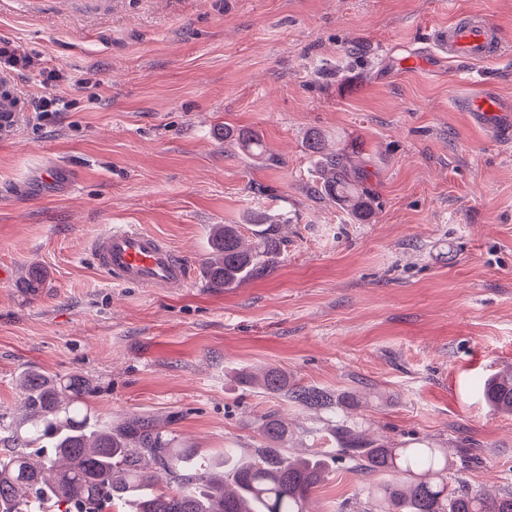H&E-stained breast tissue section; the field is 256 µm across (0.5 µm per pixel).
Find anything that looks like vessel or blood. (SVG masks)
<instances>
[{"label":"vessel or blood","mask_w":512,"mask_h":512,"mask_svg":"<svg viewBox=\"0 0 512 512\" xmlns=\"http://www.w3.org/2000/svg\"><path fill=\"white\" fill-rule=\"evenodd\" d=\"M449 58L481 62L502 48L497 27L481 12L458 16L436 37ZM22 108L11 88L0 89V134L10 132ZM90 250L95 265L111 282L143 288H178L191 279V268L159 235L131 224H116L96 236Z\"/></svg>","instance_id":"b4317fda"}]
</instances>
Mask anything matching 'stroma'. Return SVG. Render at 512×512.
<instances>
[{
    "label": "stroma",
    "mask_w": 512,
    "mask_h": 512,
    "mask_svg": "<svg viewBox=\"0 0 512 512\" xmlns=\"http://www.w3.org/2000/svg\"><path fill=\"white\" fill-rule=\"evenodd\" d=\"M472 10L501 53H434ZM0 37L36 61L7 74L24 110L0 135V425L22 416L16 381L37 369L84 380L100 426L147 418L207 456H255L272 414L292 457L334 454L345 426L444 449L470 491H512V416L482 395L512 370V136L466 110L487 88L512 101V0H0ZM53 69L64 80L45 81ZM49 95L68 108L44 119ZM221 127L254 132L268 157ZM313 130L366 172L369 223L317 193ZM257 214L280 251L210 287L213 225L250 247ZM115 224L164 238L195 278H103L88 244ZM264 368L332 405L242 384ZM371 481L331 464L309 512H366Z\"/></svg>",
    "instance_id": "1"
}]
</instances>
